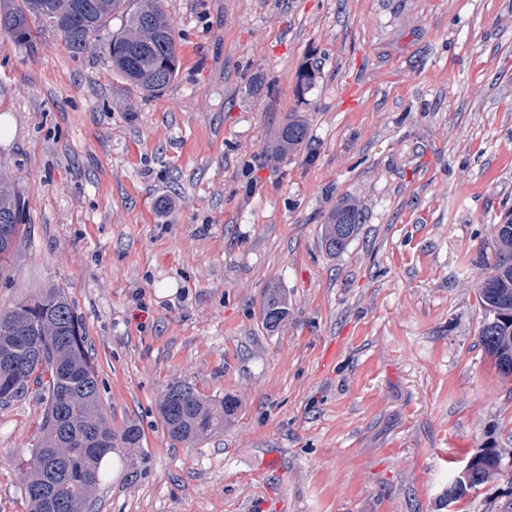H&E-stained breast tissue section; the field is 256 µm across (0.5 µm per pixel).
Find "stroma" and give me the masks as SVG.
I'll use <instances>...</instances> for the list:
<instances>
[{"label":"stroma","mask_w":512,"mask_h":512,"mask_svg":"<svg viewBox=\"0 0 512 512\" xmlns=\"http://www.w3.org/2000/svg\"><path fill=\"white\" fill-rule=\"evenodd\" d=\"M162 7L181 64L153 95L101 46L0 36V174L26 227L0 308L63 288L109 420L142 432L137 479L111 468L90 512H512V381L478 303L512 221V0ZM294 114L310 141L282 155ZM342 202L362 222L332 255ZM175 380L236 415L171 440ZM41 411L0 403V512H29L15 460ZM488 451L500 474L449 501ZM263 323L269 329H274L288 318V303L284 295L277 290L268 292L263 309Z\"/></svg>","instance_id":"35a3bbf8"}]
</instances>
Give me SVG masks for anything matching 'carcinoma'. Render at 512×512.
<instances>
[{
	"label": "carcinoma",
	"instance_id": "carcinoma-1",
	"mask_svg": "<svg viewBox=\"0 0 512 512\" xmlns=\"http://www.w3.org/2000/svg\"><path fill=\"white\" fill-rule=\"evenodd\" d=\"M123 28L104 43L112 70L132 87L150 95L178 75L179 43L161 0H0V33L31 45L35 25L56 30L72 56L99 39L117 11ZM282 152L309 141L307 125L288 119L278 132ZM25 201L14 184L0 178V275L6 272L24 231ZM361 224L359 209L337 206L324 225L322 245L341 252ZM478 294L484 310L479 331L486 352L498 367L512 365V222L497 225L494 255ZM263 323L274 329L288 318V303L277 290L268 292ZM43 404L36 443L23 461L21 477L30 512H87V504L105 476L102 459L112 454L137 478L142 434L134 421L112 428L103 409L98 375L89 355L82 321L61 288L0 309V402L28 393L29 385ZM238 401H212L185 381L171 382L161 394L157 412L167 435L193 445L224 428ZM499 457L484 454L472 483L457 479L448 497L459 500L496 474Z\"/></svg>",
	"mask_w": 512,
	"mask_h": 512
}]
</instances>
